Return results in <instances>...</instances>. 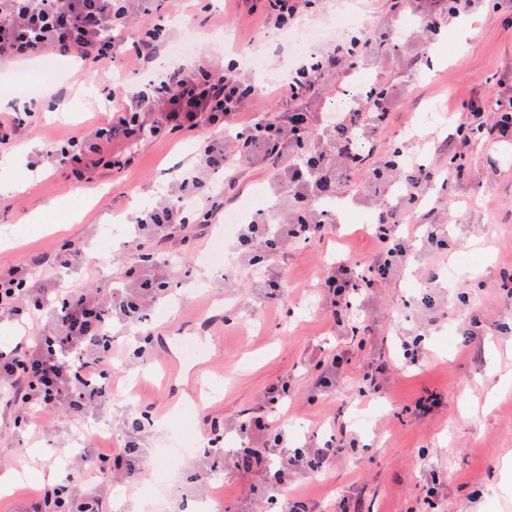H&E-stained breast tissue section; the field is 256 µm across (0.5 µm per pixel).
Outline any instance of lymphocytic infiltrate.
<instances>
[{
    "instance_id": "1",
    "label": "lymphocytic infiltrate",
    "mask_w": 512,
    "mask_h": 512,
    "mask_svg": "<svg viewBox=\"0 0 512 512\" xmlns=\"http://www.w3.org/2000/svg\"><path fill=\"white\" fill-rule=\"evenodd\" d=\"M144 6L143 0H0V62L24 60L46 52L76 57L91 63L110 61L130 19ZM415 13L423 29L432 35L466 10L461 0H417ZM385 35L368 30L359 40H340L329 50L306 53L289 73L276 95L274 105L280 120L258 116L241 122L240 116L262 93L251 79L242 76L236 64L217 70L200 61L173 68L164 77L135 86H123L106 95L110 102L105 130L74 134L51 144L48 164L63 170L76 182L88 183L101 165L106 139L118 136L128 141L148 134L177 138L202 128H221V140L207 141L193 172L155 203L131 219L135 239L161 241L179 239L189 244V229L223 219L224 190L233 186L238 166L260 158L266 160L279 185L286 188L293 209L284 222L249 221L240 225L237 252L250 267L261 269L266 258L276 255L288 242L323 240L330 231L316 208L319 200L336 197L342 172L327 160L328 153L341 151L345 169L360 168L359 158L349 145L352 133L361 127L384 128L391 112L389 89L371 84L353 92V109L341 120L323 125L314 135L302 102L325 79L342 76L369 57L383 53ZM459 118L448 140L447 167L436 168L414 160H386L364 171L373 184L397 187L395 199L386 201L369 237L372 257L368 268L342 259L327 268L323 285L332 297V307L351 308L364 276L384 282L395 267L405 264L410 239L401 226L427 220L422 207L428 191L447 190L453 177L473 166L474 141L494 137L512 141V96L461 99ZM223 169V183L210 173ZM361 169V168H360ZM124 287L88 291L68 287L49 289L31 269L15 264L0 267V311L28 323L39 324L33 344H16L0 349V387L6 389L14 425H41L56 407H65L74 420H85L94 408L112 395V325L142 320L147 306L166 297L169 287L160 275L156 258L137 261L128 271ZM52 322L53 330L43 329ZM288 400V381L270 385L261 404V415L245 420L242 431L256 430L272 435L278 458L265 448L240 449L239 454L267 481L273 491L288 486V475L321 470L346 446L347 428L334 425L324 436L311 435L302 447L282 451L286 430L275 413ZM120 447L95 446L81 457L85 471L121 472L133 483L137 463L144 450L137 439L140 422ZM74 476L63 472L57 481L42 486L27 512H104L106 492L90 483L79 496L72 493Z\"/></svg>"
}]
</instances>
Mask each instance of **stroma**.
Wrapping results in <instances>:
<instances>
[{
	"mask_svg": "<svg viewBox=\"0 0 512 512\" xmlns=\"http://www.w3.org/2000/svg\"><path fill=\"white\" fill-rule=\"evenodd\" d=\"M210 11L190 6L186 17L168 12L166 0H152L154 16L163 17L175 46L185 54L158 56L151 68L131 74L123 50L111 62L89 65L52 53L31 58L28 66L0 64V110L35 111L38 126L24 141L0 151V183H28L24 192L0 193V265L32 264L53 253L64 241L82 246L65 274L66 286L119 288L136 255L124 248L133 228L123 214L152 204L179 183L196 164L203 135L177 140L144 136L114 141L106 166L93 183L79 185L40 166L48 142L73 133L96 130L105 116L98 91L117 79L135 84L173 66L198 59L236 60L240 72L263 89H273L295 63V45L280 32L259 29L242 16L238 0H210ZM354 11L362 24L378 32H404L407 40L372 57L353 76L328 78L305 102L314 117L346 111L345 89L358 84L388 86L396 110L388 131L361 134L364 164L385 160L394 149L427 164L444 165L443 145L460 99L468 94L512 95V14L476 0L471 13L477 30L465 48L455 44V26H447L428 45L416 39L418 19L410 10L385 9L372 18L361 0H317L302 19L299 32H320L315 49H327L341 30L331 19ZM66 100L68 109L50 113L46 96ZM473 154L482 174L454 178L447 193L430 195L448 246L425 245L412 251L407 265L386 282L364 289L352 312L333 317L330 298L321 285L324 270L336 260L370 259L372 243L365 231L388 185L368 184L360 175L342 186L346 207L323 203L336 231L324 241L290 243L268 266L270 279L284 290L281 306H270L256 272L227 260L219 277L209 254L215 243L232 251L235 235L215 226L202 241L199 256L175 255V243L145 238L140 251L168 260L165 269L175 297L147 310L138 326L113 324L112 336L126 359L115 375L121 385L110 401L90 412L88 430L112 426L123 440L127 425L142 411L152 424L141 434L148 457L139 484H114L107 512H194L196 503L214 502L220 512H266L271 494L253 474L236 470V447L259 448L261 437L240 434L239 424L259 410L262 394L280 378L290 384L285 413L288 443L303 445L313 433L327 431L332 419L346 423L351 444L321 473L295 474L293 493L309 501L312 512H334L339 501L363 500L371 512H512V491H503L502 461L512 456V387L497 390L503 376L512 377V145L490 139L475 141ZM492 184L489 197L478 192V177ZM260 197L271 219L289 210L283 189L263 162L243 165L237 194L224 199L234 210ZM455 276H448L449 267ZM433 286L425 281L431 273ZM473 328L471 347L462 333ZM418 341L419 362L406 364L401 342ZM200 345L203 373L218 379L214 398L197 394L189 365L180 363L179 347ZM346 362L336 386L311 402L321 366L335 356ZM390 361L378 393L359 394L368 365ZM430 390L442 403L426 417H415L411 403ZM47 429L9 428L0 433V476L19 478L0 493V512H21L22 501L41 484L40 472H79L82 442L68 413L49 414ZM224 429V457L204 471L195 453L169 467L165 451L177 433L201 439L212 424ZM440 480L436 509L426 503L432 478Z\"/></svg>",
	"mask_w": 512,
	"mask_h": 512,
	"instance_id": "obj_1",
	"label": "stroma"
}]
</instances>
